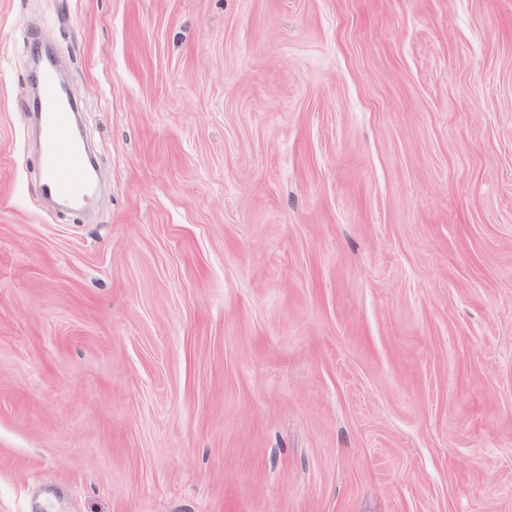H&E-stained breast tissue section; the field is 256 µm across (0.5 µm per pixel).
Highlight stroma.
<instances>
[{
  "mask_svg": "<svg viewBox=\"0 0 512 512\" xmlns=\"http://www.w3.org/2000/svg\"><path fill=\"white\" fill-rule=\"evenodd\" d=\"M0 512H512V0H0ZM41 101L42 170L48 190L79 197L87 188L85 155L71 132V113L62 101L55 79L43 80Z\"/></svg>",
  "mask_w": 512,
  "mask_h": 512,
  "instance_id": "obj_1",
  "label": "stroma"
}]
</instances>
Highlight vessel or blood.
<instances>
[{
  "mask_svg": "<svg viewBox=\"0 0 512 512\" xmlns=\"http://www.w3.org/2000/svg\"><path fill=\"white\" fill-rule=\"evenodd\" d=\"M42 170L48 190L78 197L87 188L85 155L71 132V113L53 77H45L40 90Z\"/></svg>",
  "mask_w": 512,
  "mask_h": 512,
  "instance_id": "obj_1",
  "label": "vessel or blood"
}]
</instances>
